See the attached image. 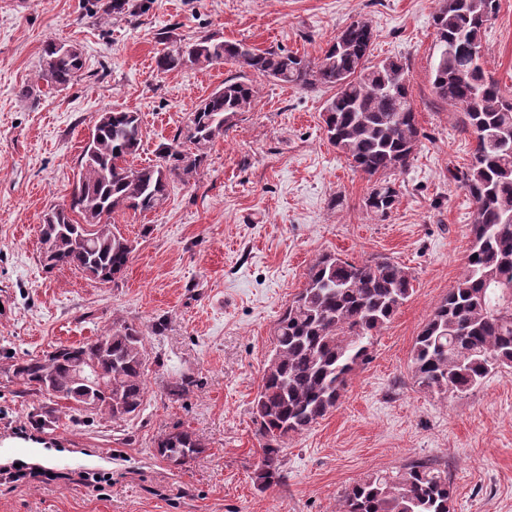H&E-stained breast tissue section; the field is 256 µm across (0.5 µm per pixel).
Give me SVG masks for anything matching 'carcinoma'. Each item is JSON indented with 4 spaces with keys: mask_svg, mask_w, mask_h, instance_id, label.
<instances>
[{
    "mask_svg": "<svg viewBox=\"0 0 512 512\" xmlns=\"http://www.w3.org/2000/svg\"><path fill=\"white\" fill-rule=\"evenodd\" d=\"M498 7L499 0H442L433 18L440 54L432 88L439 100L460 109L456 126L475 142L469 162L448 170L474 207L473 246L463 274L418 334L412 355L416 383L438 394L466 393L494 369L512 366V100L471 55L483 50V34ZM373 38L368 22L354 21L313 63L294 52L256 49L214 35L189 42L165 36L168 47L156 58V69L231 63L303 89H333L323 113L328 142L364 174L384 177L407 169L421 132L408 63L371 64ZM64 47L49 39L42 48L38 80L52 90L68 87L84 67L82 52ZM255 97V86L244 76L224 80L172 141L159 147L158 160L140 168L128 162L141 141L139 114L112 108L99 113L69 201L44 215V267L115 281L127 268L131 245L112 224V214L160 207L171 179L193 177L207 162V145L223 136ZM397 197L394 184L383 180L366 206L385 216ZM86 224L95 230L85 231ZM412 291L411 274L389 257L360 263L326 254L310 265L304 287L276 323L273 354L253 402L265 439L255 473L260 485L282 482L281 443L336 409L348 377L368 360L374 336ZM146 370L143 332L114 322L89 341L15 361L0 373L20 385L22 395L63 398L79 413L89 403L115 421L141 409ZM204 448L182 430L160 439L156 451L184 466ZM339 512H453L448 469L415 462L396 472L369 474L344 492Z\"/></svg>",
    "mask_w": 512,
    "mask_h": 512,
    "instance_id": "cac0c4a2",
    "label": "carcinoma"
}]
</instances>
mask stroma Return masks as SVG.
Here are the masks:
<instances>
[{"label": "stroma", "instance_id": "stroma-1", "mask_svg": "<svg viewBox=\"0 0 512 512\" xmlns=\"http://www.w3.org/2000/svg\"><path fill=\"white\" fill-rule=\"evenodd\" d=\"M112 2L0 0V368L126 321L145 336V400L116 422L57 401V426L43 429L30 418L31 398L0 375V439L66 454L51 479L16 483L9 473L37 471L40 458H0V512H336L361 478L418 461L447 468L455 512H512V367L462 396L423 390L412 373L415 339L461 276L472 241L473 207L448 171L468 162L474 141L430 79L441 0H143L135 17ZM356 20L374 31L372 62L407 60L421 131L388 216L366 207L373 179L323 132L330 90L251 71L255 100L208 145L195 178L172 181L158 209L115 214L133 245L115 282L44 268L43 215L67 200L102 110L138 112L142 141L129 162L145 166L202 99L241 73L230 63L157 72L162 33L214 34L314 61ZM50 38L81 49L84 74L66 89L21 96L36 84ZM483 62L512 98V0H500L485 31ZM324 253L356 262L389 256L412 274L414 291L336 410L285 441L284 481L262 489L253 401L275 324ZM180 378L190 390L170 395ZM177 428L205 445L178 468L155 452ZM93 473L105 478L95 488L83 481Z\"/></svg>", "mask_w": 512, "mask_h": 512}]
</instances>
